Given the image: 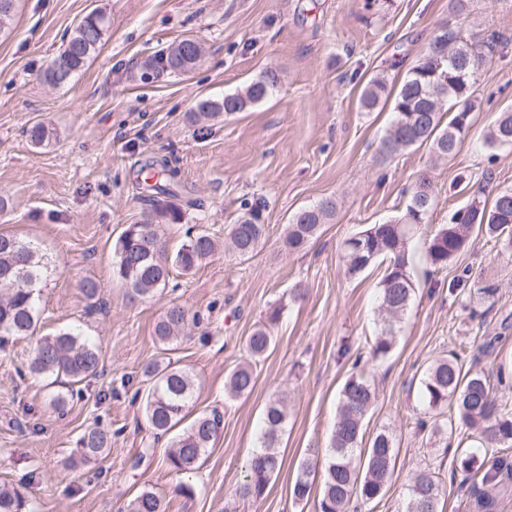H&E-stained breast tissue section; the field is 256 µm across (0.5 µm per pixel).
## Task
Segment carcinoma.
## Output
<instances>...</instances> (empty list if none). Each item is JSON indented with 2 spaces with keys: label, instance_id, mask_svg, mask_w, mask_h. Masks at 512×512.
I'll list each match as a JSON object with an SVG mask.
<instances>
[{
  "label": "carcinoma",
  "instance_id": "cac0c4a2",
  "mask_svg": "<svg viewBox=\"0 0 512 512\" xmlns=\"http://www.w3.org/2000/svg\"><path fill=\"white\" fill-rule=\"evenodd\" d=\"M17 0H0V31L9 29L14 21ZM109 29V17L102 9L85 15L68 37L58 60L67 62L74 74L80 71L102 46ZM447 49L428 48L409 69L392 97L393 119L381 138L379 152L388 159L413 147L428 146L437 159L455 156L472 127L475 109L472 87L477 68L493 58L499 38L491 35L475 44L453 28H448ZM182 39L161 54L145 62V70L162 63V69L185 73L197 65L203 55L201 44L185 46ZM280 76L267 70L253 80L244 91L228 93L222 98L202 99L198 114L208 118L223 112H242L267 99L278 87ZM387 86L380 79L370 80L359 100L367 112L378 108L389 98ZM448 108V121H443V106ZM36 147L50 145L56 135L41 123L26 130ZM483 146L489 150L512 147V112H502L488 126ZM154 187L157 197L147 217L129 224L115 242L116 273L131 298L154 295L166 286L172 269L192 274L218 251L217 241L206 231L187 235L179 248L168 250L165 231L181 223L183 213L166 200L172 190L165 182L176 179V172L164 167L157 173ZM435 205L430 179L422 175L411 187L409 203L395 220L367 224L342 243L345 272L356 276L375 265H385L378 283L382 327L372 356L384 357L393 349L396 332L413 295L416 281L410 265V245L417 235L428 237L427 260L439 270L466 251L473 237L483 236L512 249V190L499 192L491 204L472 200L467 209L477 223L471 232L450 218L446 224L432 229L429 216ZM336 214V202L330 197L296 212L289 220L284 245L290 252L303 250L317 237L322 227ZM266 224L262 222L259 203H247L227 234V248L240 258L250 257L262 245ZM49 262L38 248L14 235L0 233V349L9 337L34 335L40 319L39 294L42 277ZM467 292L469 300L493 309L502 299L495 283L470 280L465 268L449 284V291ZM282 307L273 308L266 323L256 327L246 339L250 363L239 364L225 378L224 392L230 399L249 394L255 384L253 364L263 358L271 347V327L280 318ZM189 317L186 309L170 305L154 325L156 343L168 347L182 338ZM99 348L78 333L63 332L37 339L29 362V371L38 377L63 375L74 385L99 374ZM143 416L157 435H167L187 416L192 399L193 379L186 369L171 361L153 360L141 372ZM427 410L437 415L449 411L439 420L441 426H461L471 432L474 441L491 452L480 457L472 452L464 457L459 469L481 476L482 493L475 496L471 507L477 512H493L497 498L509 494L503 472H512V462L505 450L512 449V409L503 400V393L512 389V374L503 367L491 375L485 370H463L457 359L446 355L435 359L421 381ZM376 400V391L362 373H352L340 390L337 417L330 439V452L322 471L318 512H349L353 502L363 504L378 499L390 481L396 462L393 432L382 428L362 447L363 425ZM288 420L284 402L271 399L264 410L265 430L262 445L247 464L242 497L258 498L265 492L271 478L280 471L275 445ZM223 428V416L216 410L195 418L182 433L170 441L167 461L178 472L199 468L205 452L215 443ZM112 437L98 427L84 430L76 444V456L83 463H92L109 450ZM318 462L304 460L298 466L292 485L293 501L309 498ZM442 484L436 472L418 474L409 488L405 512H438ZM0 512H29L27 501L17 489L0 488ZM127 512H166V504L152 490L140 491L127 505Z\"/></svg>",
  "mask_w": 512,
  "mask_h": 512
}]
</instances>
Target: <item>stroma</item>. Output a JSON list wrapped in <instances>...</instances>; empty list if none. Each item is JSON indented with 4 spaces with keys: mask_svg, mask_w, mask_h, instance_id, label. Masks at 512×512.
Masks as SVG:
<instances>
[{
    "mask_svg": "<svg viewBox=\"0 0 512 512\" xmlns=\"http://www.w3.org/2000/svg\"><path fill=\"white\" fill-rule=\"evenodd\" d=\"M96 8L110 18L101 49L68 84L49 85L44 72L64 37ZM447 22L466 38L492 32L500 41L473 85L470 134L447 160L433 159L425 146L382 159L392 114L362 111L360 94L379 74L395 91ZM189 35L205 48L191 74L144 72L147 58ZM270 68L281 85L269 99L194 120L201 99L242 90ZM505 111H512V0H471L455 18L448 0H21L11 30L0 34V233L36 244L54 266L40 295L38 335L79 328L98 345L101 372L72 389L32 377L34 339L10 340L0 352V485L23 491L34 512H124L145 488L163 496L167 512H318L320 485L298 503L291 486L302 460L324 458L340 388L357 370L376 387L365 438L384 426L396 438L392 479L362 512H405L413 478L429 469L445 483L443 512H469L476 486L456 466L459 449L474 441L461 428L431 432L420 380L452 351L470 365V346L481 336L498 339L481 369L512 363V326L502 325L512 315V249L477 237L447 269L432 272L424 239H415L416 296L392 351L376 360L381 271L346 276L340 245L403 212L423 173L436 196L435 225L471 200L489 203L512 189V148L492 153L482 145ZM36 122L53 129L56 142L32 147L25 130ZM163 161L178 171L174 202L183 213L166 231L169 248L192 226L225 238L243 203L255 200L264 204L267 234L252 256L221 254L133 301L115 272L114 242L146 217V172ZM328 196L337 203L331 223L302 252L285 251L289 217ZM467 266L500 285L503 298L492 311L471 313L449 292ZM87 278L98 286L99 307L81 291ZM297 285L305 298L294 303L289 291ZM173 303L200 322L165 351L152 329ZM277 305L274 345L255 368L251 393L227 399V373L249 359L246 337ZM161 357L194 375L189 417L215 408L224 414L220 437L191 472L169 467V440L154 439L134 397L142 367ZM57 393L67 396L64 408L51 404ZM278 394L288 404L281 469L260 498L240 497L263 409ZM93 425L111 433L110 453L70 466L78 437ZM148 447L153 455L140 458ZM184 485L192 494L181 493Z\"/></svg>",
    "mask_w": 512,
    "mask_h": 512,
    "instance_id": "1",
    "label": "stroma"
}]
</instances>
